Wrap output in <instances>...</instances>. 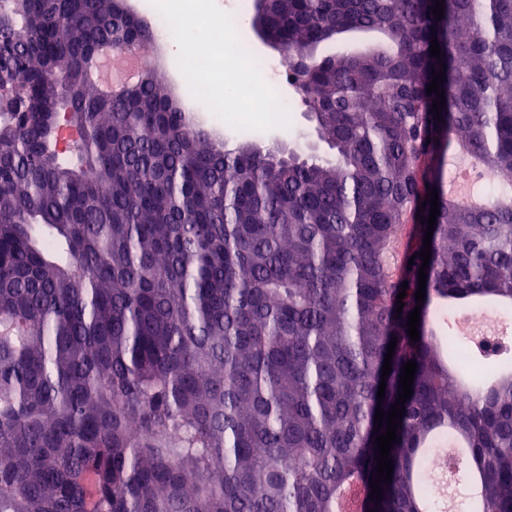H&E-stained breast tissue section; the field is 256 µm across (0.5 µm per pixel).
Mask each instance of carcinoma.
<instances>
[{"label": "carcinoma", "instance_id": "1", "mask_svg": "<svg viewBox=\"0 0 512 512\" xmlns=\"http://www.w3.org/2000/svg\"><path fill=\"white\" fill-rule=\"evenodd\" d=\"M436 2L267 6L320 159L226 147L151 65L103 94L94 53L155 40L123 0H0V512H431L410 463L459 436L464 508L512 512V355L475 353L472 396L429 329L450 294L512 297V0ZM459 149L499 177L484 208L448 199Z\"/></svg>", "mask_w": 512, "mask_h": 512}]
</instances>
